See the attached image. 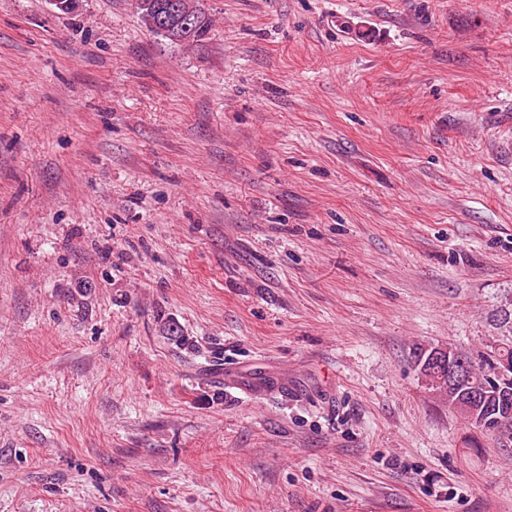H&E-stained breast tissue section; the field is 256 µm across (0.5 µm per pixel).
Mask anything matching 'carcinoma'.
I'll return each mask as SVG.
<instances>
[{
  "instance_id": "cac0c4a2",
  "label": "carcinoma",
  "mask_w": 512,
  "mask_h": 512,
  "mask_svg": "<svg viewBox=\"0 0 512 512\" xmlns=\"http://www.w3.org/2000/svg\"><path fill=\"white\" fill-rule=\"evenodd\" d=\"M200 17L198 31L188 44L201 41L211 21L202 0H139L137 14L150 32L165 37L161 18L171 14ZM451 356L468 366L466 379L448 385V375L427 373L429 388L448 399V409L483 435H491L506 446L512 444V340L483 354H468L448 347Z\"/></svg>"
}]
</instances>
